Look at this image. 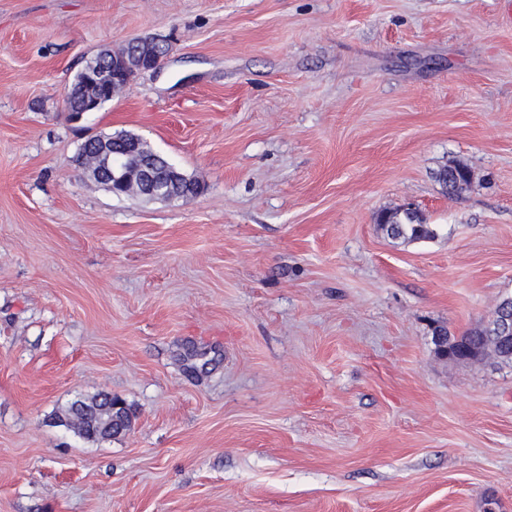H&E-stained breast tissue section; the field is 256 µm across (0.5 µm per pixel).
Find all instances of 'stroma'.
<instances>
[{"instance_id":"obj_1","label":"stroma","mask_w":512,"mask_h":512,"mask_svg":"<svg viewBox=\"0 0 512 512\" xmlns=\"http://www.w3.org/2000/svg\"><path fill=\"white\" fill-rule=\"evenodd\" d=\"M117 132L198 194L85 175ZM510 296L512 0H0V512H512V362L433 342ZM101 393L128 430L59 425ZM74 97L75 93L67 90L64 94V107L66 112H70L76 118H81L84 114L97 112L108 100L107 96L101 95L92 99H89L87 96L79 97L77 101L73 102ZM438 178L449 194H458L470 185L472 174L466 165L455 163L441 169ZM406 209L416 210L409 205ZM404 208L394 211L381 212L378 215L377 222L383 230L395 239H403L407 242L426 240L435 238L436 230L425 224L418 211L410 212Z\"/></svg>"}]
</instances>
